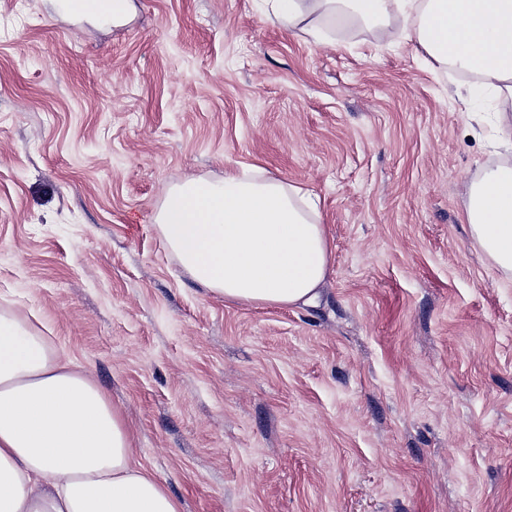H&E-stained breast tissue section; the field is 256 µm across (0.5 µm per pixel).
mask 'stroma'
I'll return each mask as SVG.
<instances>
[{"label":"stroma","mask_w":512,"mask_h":512,"mask_svg":"<svg viewBox=\"0 0 512 512\" xmlns=\"http://www.w3.org/2000/svg\"><path fill=\"white\" fill-rule=\"evenodd\" d=\"M0 0V308L43 325L183 512H512V278L464 220L512 155L467 72L272 0ZM261 168L320 199L316 305L212 297L166 191Z\"/></svg>","instance_id":"1"}]
</instances>
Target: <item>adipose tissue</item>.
I'll list each match as a JSON object with an SVG mask.
<instances>
[{
    "label": "adipose tissue",
    "instance_id": "adipose-tissue-1",
    "mask_svg": "<svg viewBox=\"0 0 512 512\" xmlns=\"http://www.w3.org/2000/svg\"><path fill=\"white\" fill-rule=\"evenodd\" d=\"M285 28L319 18L400 15L387 44L416 40L440 66L495 90L512 142V0H275ZM157 229L193 281L228 303L295 307L319 296L333 239L316 196L249 170L168 189ZM465 221L491 264L512 276V164L470 186ZM136 436L91 373L27 318L0 309V512H181L135 461Z\"/></svg>",
    "mask_w": 512,
    "mask_h": 512
}]
</instances>
